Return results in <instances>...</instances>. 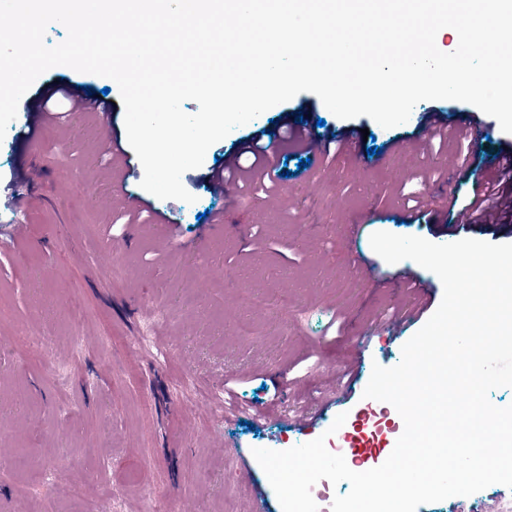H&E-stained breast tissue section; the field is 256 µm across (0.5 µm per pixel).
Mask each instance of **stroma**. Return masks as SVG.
<instances>
[{"instance_id": "35a3bbf8", "label": "stroma", "mask_w": 512, "mask_h": 512, "mask_svg": "<svg viewBox=\"0 0 512 512\" xmlns=\"http://www.w3.org/2000/svg\"><path fill=\"white\" fill-rule=\"evenodd\" d=\"M106 90L109 123L72 112L60 88ZM29 96L55 114L36 142L21 146L27 113L0 141V512H253L264 493L282 512L256 448L286 450L325 437L339 414L355 420L374 366L399 363L405 336L372 335L410 299L384 279L412 272L432 306L443 287L433 272L385 262L377 231L444 244L512 243V214L495 224L448 231L449 196L467 204L488 161L512 153V134L491 116L487 141L408 143L422 113L453 115L457 100L419 102L404 125L336 117L302 92L238 127L182 176L194 203L149 197L133 149L114 154L125 131L120 90L108 77L56 66ZM309 107L336 132H356L351 149L300 167L288 140L273 150L286 175L273 190L250 182L230 199L206 180L218 158L251 137L287 129L291 109ZM379 153L368 156L361 129ZM31 182L14 187L16 172ZM27 199L25 224H5L13 189ZM132 197L151 207L127 213ZM422 202L407 220L411 199ZM174 216L166 230L153 208ZM264 294L256 310L243 290ZM287 308H280V296ZM255 333L237 335L240 321ZM335 388L334 404L305 426L291 412ZM52 468L44 476L42 464ZM85 480L84 500L59 492ZM506 488L424 504L417 512H498Z\"/></svg>"}]
</instances>
